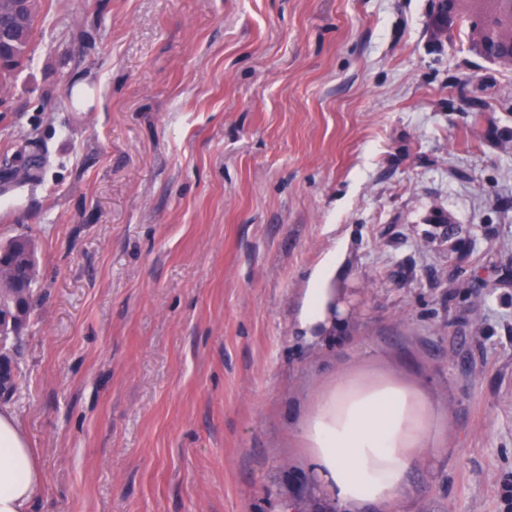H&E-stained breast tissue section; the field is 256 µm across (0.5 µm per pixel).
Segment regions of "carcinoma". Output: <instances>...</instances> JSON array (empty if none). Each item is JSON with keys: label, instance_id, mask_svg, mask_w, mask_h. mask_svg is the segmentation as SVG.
I'll use <instances>...</instances> for the list:
<instances>
[{"label": "carcinoma", "instance_id": "1", "mask_svg": "<svg viewBox=\"0 0 512 512\" xmlns=\"http://www.w3.org/2000/svg\"><path fill=\"white\" fill-rule=\"evenodd\" d=\"M39 0H0V45L3 62L0 79L13 74L28 57L35 34ZM468 39L484 45L491 36L512 42V0H488V8L466 11L460 16ZM37 263L34 247L26 238L11 241V250L0 259V308L19 309L18 324L0 328V360L7 363L15 355L7 342L9 333L21 332L27 326L33 309V286Z\"/></svg>", "mask_w": 512, "mask_h": 512}]
</instances>
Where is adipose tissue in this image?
<instances>
[{"label":"adipose tissue","mask_w":512,"mask_h":512,"mask_svg":"<svg viewBox=\"0 0 512 512\" xmlns=\"http://www.w3.org/2000/svg\"><path fill=\"white\" fill-rule=\"evenodd\" d=\"M343 314L337 289L320 283L305 294L299 327L314 340L337 329ZM432 417L430 408L399 384L338 381L315 396L302 427L309 472L345 512L393 504L432 436ZM41 482L17 418L0 410V512H29Z\"/></svg>","instance_id":"obj_1"}]
</instances>
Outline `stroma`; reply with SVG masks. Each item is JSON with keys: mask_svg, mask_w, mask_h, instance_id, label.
<instances>
[{"mask_svg": "<svg viewBox=\"0 0 512 512\" xmlns=\"http://www.w3.org/2000/svg\"><path fill=\"white\" fill-rule=\"evenodd\" d=\"M31 159V512H339L301 425L347 377L438 417L375 512H512V64L434 0H40L0 85ZM339 246L345 325L299 339Z\"/></svg>", "mask_w": 512, "mask_h": 512, "instance_id": "35a3bbf8", "label": "stroma"}]
</instances>
